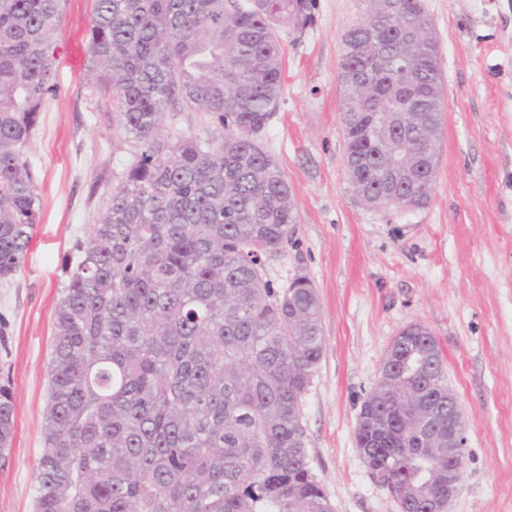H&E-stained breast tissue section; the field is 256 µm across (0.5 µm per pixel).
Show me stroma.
<instances>
[{"instance_id": "stroma-1", "label": "stroma", "mask_w": 512, "mask_h": 512, "mask_svg": "<svg viewBox=\"0 0 512 512\" xmlns=\"http://www.w3.org/2000/svg\"><path fill=\"white\" fill-rule=\"evenodd\" d=\"M441 53L446 118L432 200L379 213L353 197L337 112L341 35L359 0H316L315 23L282 27L284 82L263 147L285 170L295 242L266 262L281 285L319 292L324 349L304 397L306 446L335 512H397L355 440L387 347L419 323L438 340L469 420L449 512H512V0H423ZM93 0H67L48 98L30 145L38 224L20 271L0 282V382L15 401L0 512H35L53 313L64 261L86 240L137 146L84 78Z\"/></svg>"}]
</instances>
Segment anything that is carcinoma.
<instances>
[{"mask_svg":"<svg viewBox=\"0 0 512 512\" xmlns=\"http://www.w3.org/2000/svg\"><path fill=\"white\" fill-rule=\"evenodd\" d=\"M67 0H0V281L21 269L38 221L28 155ZM314 0H94L87 84L139 142L65 264L54 311L36 512H335L313 473L303 398L324 347L305 275L280 288L269 256L299 214L262 145L279 107L278 26L304 32ZM339 99L345 174L379 211L432 198L443 75L420 0H362L343 32ZM201 112L220 126L166 129ZM168 133H163V130ZM374 410L355 429L399 512L448 498L455 394L430 331L393 339ZM15 438L0 384V468ZM165 123L168 126L175 125L178 129L186 132L190 130L202 132L204 128L208 127L216 138L222 135L221 127L206 119L201 112H180L174 118H167Z\"/></svg>","mask_w":512,"mask_h":512,"instance_id":"cac0c4a2","label":"carcinoma"}]
</instances>
